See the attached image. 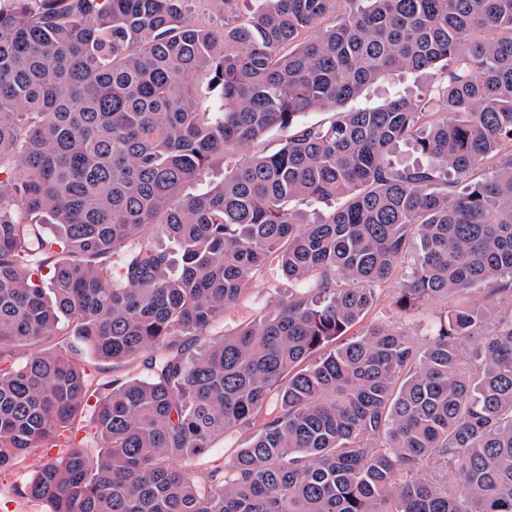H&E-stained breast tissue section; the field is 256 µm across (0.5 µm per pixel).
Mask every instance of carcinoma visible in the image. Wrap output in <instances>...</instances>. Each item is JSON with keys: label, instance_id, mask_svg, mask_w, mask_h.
<instances>
[{"label": "carcinoma", "instance_id": "obj_1", "mask_svg": "<svg viewBox=\"0 0 512 512\" xmlns=\"http://www.w3.org/2000/svg\"><path fill=\"white\" fill-rule=\"evenodd\" d=\"M263 2L214 26L189 0H0V468L90 406L96 449L20 488L48 512H512V0H364L331 25L339 0ZM395 71L436 84L347 107ZM274 127L277 151L240 156ZM302 200L339 205L307 223ZM414 243L393 306L459 296L422 346L364 323ZM271 266L300 288L200 342ZM84 354L145 376L96 382ZM251 432L252 431H246L241 434H237L234 438L226 440L225 443L222 439L218 440L214 446L215 448H213L203 458L195 462L196 470L203 473L211 467L223 465L229 456L234 453L235 449L245 442Z\"/></svg>", "mask_w": 512, "mask_h": 512}]
</instances>
